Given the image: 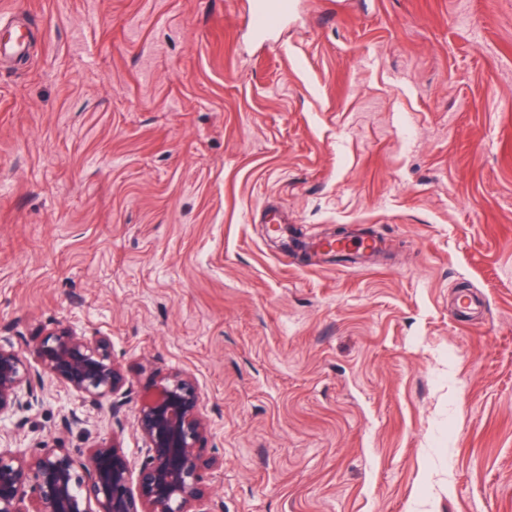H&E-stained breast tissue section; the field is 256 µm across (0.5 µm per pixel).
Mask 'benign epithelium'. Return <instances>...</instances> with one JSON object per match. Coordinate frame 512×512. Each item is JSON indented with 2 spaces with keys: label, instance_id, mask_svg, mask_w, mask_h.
<instances>
[{
  "label": "benign epithelium",
  "instance_id": "benign-epithelium-1",
  "mask_svg": "<svg viewBox=\"0 0 512 512\" xmlns=\"http://www.w3.org/2000/svg\"><path fill=\"white\" fill-rule=\"evenodd\" d=\"M57 381L84 400H112L123 377L109 340H90L68 325L36 333L17 349L0 343V421L43 402L47 381ZM139 429L146 440L137 491L130 488L123 448L105 442L76 458L66 448L40 441L25 455L0 448V512H189L202 498L197 442L205 430L193 379L179 372L160 379L141 404Z\"/></svg>",
  "mask_w": 512,
  "mask_h": 512
}]
</instances>
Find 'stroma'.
<instances>
[{"label": "stroma", "mask_w": 512, "mask_h": 512, "mask_svg": "<svg viewBox=\"0 0 512 512\" xmlns=\"http://www.w3.org/2000/svg\"><path fill=\"white\" fill-rule=\"evenodd\" d=\"M291 2L260 40L247 0H0L32 36L0 61V338L68 324L124 376L117 415L54 382L0 447L139 470L182 372L200 512H512V0ZM340 225L367 269L313 250Z\"/></svg>", "instance_id": "stroma-1"}]
</instances>
